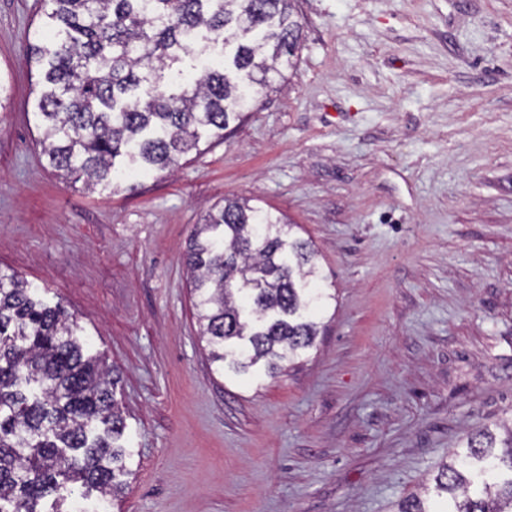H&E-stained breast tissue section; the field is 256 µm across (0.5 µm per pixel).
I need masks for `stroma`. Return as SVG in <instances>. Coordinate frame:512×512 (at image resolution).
<instances>
[{
  "label": "stroma",
  "mask_w": 512,
  "mask_h": 512,
  "mask_svg": "<svg viewBox=\"0 0 512 512\" xmlns=\"http://www.w3.org/2000/svg\"><path fill=\"white\" fill-rule=\"evenodd\" d=\"M44 0H0V269L113 367L125 493L82 512H393L512 409V0H299L279 91L120 190L42 152ZM286 213L336 294L308 361L220 375L184 255L224 198Z\"/></svg>",
  "instance_id": "obj_1"
}]
</instances>
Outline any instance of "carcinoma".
Returning <instances> with one entry per match:
<instances>
[{"label": "carcinoma", "instance_id": "cac0c4a2", "mask_svg": "<svg viewBox=\"0 0 512 512\" xmlns=\"http://www.w3.org/2000/svg\"><path fill=\"white\" fill-rule=\"evenodd\" d=\"M31 59L42 85L43 153L62 176L117 189L224 139L294 66L298 0H48ZM285 214L226 198L204 216L185 264L217 371L258 382L303 362L336 299L318 251ZM105 362L76 322L0 271V512H42L79 483L118 498L135 450ZM466 434L433 488L395 512H512V417Z\"/></svg>", "mask_w": 512, "mask_h": 512}]
</instances>
